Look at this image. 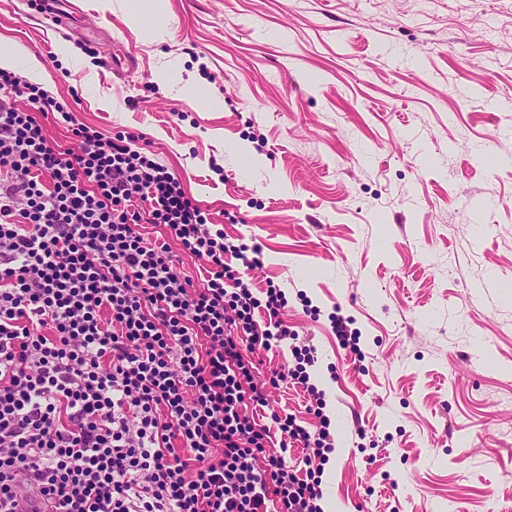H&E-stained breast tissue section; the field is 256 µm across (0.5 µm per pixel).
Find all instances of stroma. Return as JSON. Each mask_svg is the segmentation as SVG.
<instances>
[{
  "mask_svg": "<svg viewBox=\"0 0 512 512\" xmlns=\"http://www.w3.org/2000/svg\"><path fill=\"white\" fill-rule=\"evenodd\" d=\"M1 49L260 248L250 277L298 337L252 360L264 378L316 350L320 414L297 387L268 401L329 420L322 507L512 512V0H81L60 25L0 0ZM331 329L334 336H336V341L338 345L344 350H350L351 352L359 355L360 349L357 346L359 341V333L354 328L352 329L350 325L353 324V320L349 318H344L339 315L331 316Z\"/></svg>",
  "mask_w": 512,
  "mask_h": 512,
  "instance_id": "1",
  "label": "stroma"
}]
</instances>
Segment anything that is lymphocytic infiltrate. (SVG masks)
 Returning a JSON list of instances; mask_svg holds the SVG:
<instances>
[{"instance_id":"lymphocytic-infiltrate-1","label":"lymphocytic infiltrate","mask_w":512,"mask_h":512,"mask_svg":"<svg viewBox=\"0 0 512 512\" xmlns=\"http://www.w3.org/2000/svg\"><path fill=\"white\" fill-rule=\"evenodd\" d=\"M48 111L78 150L48 139ZM134 140L0 68V512L24 486L57 512H322L320 480L283 452L324 455L329 429L269 411L267 389L322 392L301 365L259 381L242 354L288 339L284 292L255 297L259 248L227 243Z\"/></svg>"}]
</instances>
